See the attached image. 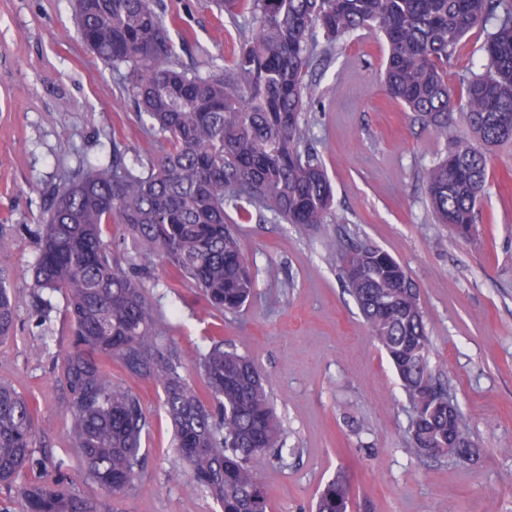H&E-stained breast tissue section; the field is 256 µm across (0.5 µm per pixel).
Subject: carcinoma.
Returning a JSON list of instances; mask_svg holds the SVG:
<instances>
[{"label": "carcinoma", "instance_id": "cac0c4a2", "mask_svg": "<svg viewBox=\"0 0 512 512\" xmlns=\"http://www.w3.org/2000/svg\"><path fill=\"white\" fill-rule=\"evenodd\" d=\"M231 19L248 18L238 53L222 65L189 71L153 0H73L82 41L126 82L156 154L127 166L112 161L71 171L51 192L35 231L36 298L62 294L72 328L61 358L69 439L91 498L68 482L66 463L35 456L43 435L29 403L0 383V487H19L24 512H115L145 470L150 419L130 385L112 379L117 361L132 380L162 391L186 487L203 489L220 512H268L266 491L250 462L279 448L280 424L257 366L214 336L195 369L205 392L180 373L181 356L162 336L161 316L145 282L156 261L191 282L216 312L235 314L256 285L228 208L275 212L289 224L327 223L333 191L318 158L301 148L314 55L339 40L377 32L387 46L386 94L450 144L425 172L431 209L461 238L472 235L488 178V151L512 143V0H216ZM475 27L487 30L485 64L448 85V59ZM324 42H319L318 36ZM460 111L463 125L453 121ZM119 225L130 257L104 228ZM343 278L371 335L384 350L412 406L417 454L451 463L477 449L463 414L448 422V392L430 368V340L420 292L386 251L364 246L343 260ZM10 270L0 262V342L11 337L15 310ZM346 472L319 492L315 512H348Z\"/></svg>", "mask_w": 512, "mask_h": 512}]
</instances>
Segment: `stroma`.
I'll list each match as a JSON object with an SVG mask.
<instances>
[{
  "label": "stroma",
  "mask_w": 512,
  "mask_h": 512,
  "mask_svg": "<svg viewBox=\"0 0 512 512\" xmlns=\"http://www.w3.org/2000/svg\"><path fill=\"white\" fill-rule=\"evenodd\" d=\"M178 60L202 68L231 60L239 26L212 0H156ZM484 29L471 30L448 63L456 87L484 62ZM383 39L359 31L310 70L314 96L303 140L333 187L326 224H288L253 215L239 235L256 281L243 311L217 319L190 283L156 270L163 334L181 353L182 374L221 323L225 347L252 358L268 377L282 457L252 466L270 512H311L337 470L351 481L350 512H512V145L494 149L475 230L456 237L430 210L425 169L448 146L383 86ZM127 163L158 148L123 81L82 42L70 0H0V225L12 271L15 336L0 344V382L36 410L47 455L65 459L73 486L94 496L69 446L54 360L70 344L66 300L52 297L51 323L34 313V232L50 192L79 166ZM335 249H328L327 240ZM360 246L391 254L415 281L431 342L430 367L464 413L480 450L455 464L418 455L411 408L341 277L343 255ZM151 416L141 481L122 512H219L180 472L158 388L137 385Z\"/></svg>",
  "instance_id": "1"
}]
</instances>
